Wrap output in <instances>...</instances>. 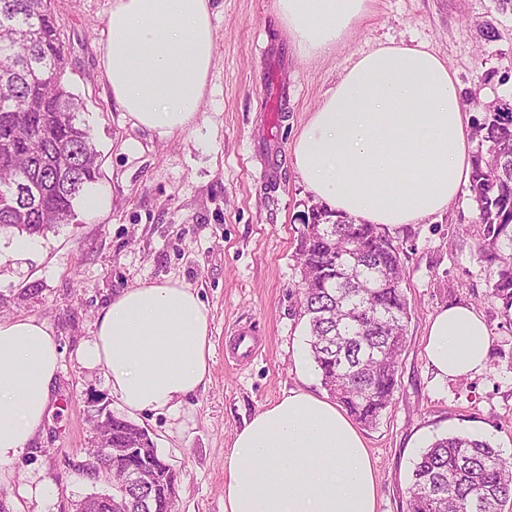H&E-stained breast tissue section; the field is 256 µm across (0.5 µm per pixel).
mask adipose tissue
<instances>
[{"mask_svg":"<svg viewBox=\"0 0 512 512\" xmlns=\"http://www.w3.org/2000/svg\"><path fill=\"white\" fill-rule=\"evenodd\" d=\"M301 57L332 51L369 0H273ZM103 76L134 125L170 136L194 122L213 62L210 0H112ZM471 116L447 64L405 43L362 53L296 137L294 165L329 209L384 226L447 210L471 181ZM209 312L178 282L121 291L99 314L80 362L109 373L132 414L174 409L210 375ZM489 329L458 304L431 320L425 355L440 380L487 362ZM59 353L49 326L0 321V478L42 430ZM224 512H377L376 477L351 420L326 398L293 390L238 431Z\"/></svg>","mask_w":512,"mask_h":512,"instance_id":"1","label":"adipose tissue"}]
</instances>
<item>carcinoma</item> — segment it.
Masks as SVG:
<instances>
[{
    "mask_svg": "<svg viewBox=\"0 0 512 512\" xmlns=\"http://www.w3.org/2000/svg\"><path fill=\"white\" fill-rule=\"evenodd\" d=\"M63 46L51 0H0V230L34 237L75 217V204L101 177L85 104L62 81ZM481 146L470 191L478 251L496 265L490 295L512 325V103L472 118ZM38 178L36 203L16 200L22 175ZM320 230L301 232L300 303L309 345L331 398L366 427L377 424L398 388L410 309L399 248L375 224L311 207ZM141 426L112 417V444ZM130 487L94 512H174L163 479ZM512 500V463L490 442L438 438L418 457L406 512H502Z\"/></svg>",
    "mask_w": 512,
    "mask_h": 512,
    "instance_id": "cac0c4a2",
    "label": "carcinoma"
}]
</instances>
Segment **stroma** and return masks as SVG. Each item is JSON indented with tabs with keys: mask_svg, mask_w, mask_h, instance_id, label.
<instances>
[{
	"mask_svg": "<svg viewBox=\"0 0 512 512\" xmlns=\"http://www.w3.org/2000/svg\"><path fill=\"white\" fill-rule=\"evenodd\" d=\"M215 57L189 130L168 138L133 125L112 99L99 45L112 0H52L65 55L63 80L86 104L103 176L99 205L18 252L0 233V318L44 321L61 354L48 419L0 480L22 512H74L101 492L72 467L91 448L96 411L121 417L105 368L78 359L99 313L120 291L178 281L210 314L211 372L173 411L149 412L147 429L177 474L175 512H224V461L247 420L288 391L323 393L310 356L296 284L303 217L316 203L294 165V140L361 53L391 42L421 44L455 75L466 109L512 100V5L507 0H373L327 57L299 56L273 0H211ZM478 211L463 190L447 211L383 234L401 249L411 310L398 389L376 426L361 434L377 473L378 512H405L409 477L435 438L467 434L512 457V324L489 296L492 268L478 254ZM470 304L489 328L487 369L437 381L424 346L430 319ZM251 330L259 352L236 360L230 343ZM43 482L48 496L19 488Z\"/></svg>",
	"mask_w": 512,
	"mask_h": 512,
	"instance_id": "obj_1",
	"label": "stroma"
}]
</instances>
